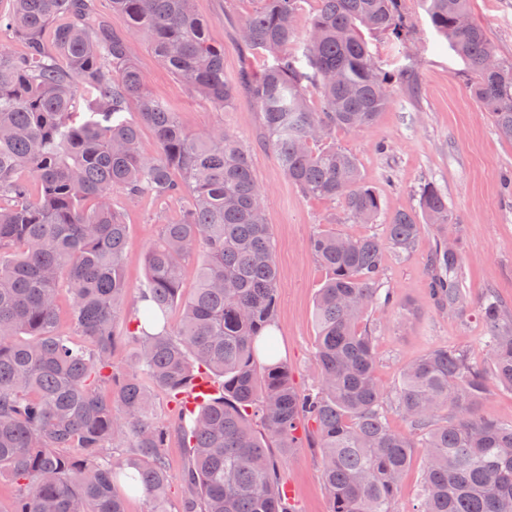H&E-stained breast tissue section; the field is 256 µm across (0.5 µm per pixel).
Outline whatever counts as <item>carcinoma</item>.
<instances>
[{
    "label": "carcinoma",
    "mask_w": 512,
    "mask_h": 512,
    "mask_svg": "<svg viewBox=\"0 0 512 512\" xmlns=\"http://www.w3.org/2000/svg\"><path fill=\"white\" fill-rule=\"evenodd\" d=\"M11 2L0 30L25 46L19 55L0 48V475L14 485L13 512H127L122 482L144 491L151 512H164L170 425L154 417V391L175 402L202 373L220 383L183 428L179 512H282L271 449L300 448L311 436L329 512H394L414 448L424 449L417 512H512V421L479 413L487 373L463 351L443 346L406 365L394 400L409 432L387 423L374 337L360 328L371 307L390 301L376 288L381 240L333 229L311 239L326 273L314 302L319 387L297 389L267 333L278 267L250 151L222 129L187 132L147 92L129 36L107 30L95 0ZM256 2L239 39L275 64L231 82L194 0H111L159 63L215 108L229 107L241 88L248 93L266 144L303 194L340 199L350 218L371 221L381 198L354 156L317 143L337 128H368L391 104L394 78L376 67L362 30L405 47L403 0H318L302 35L293 24L302 0ZM422 2L468 65L475 100L512 142V62L497 58L486 29L470 20L469 0ZM299 51L313 76L297 67ZM80 94L93 97L94 111L75 110ZM131 101L138 123L122 116ZM144 125L157 143L151 156L140 149ZM116 190L130 199L189 194L180 218L147 249L132 311ZM420 205L421 217H391L395 248L411 247L422 218L438 236L451 223L436 186L422 188ZM200 251L206 264L187 296L183 263ZM429 273L433 302L465 315L458 253L438 242ZM62 291L72 299L69 334L59 330ZM174 308L181 319L171 326ZM479 315L489 374L512 391V319L491 293ZM118 336L136 350L121 377L112 362ZM114 448L126 452L116 457Z\"/></svg>",
    "instance_id": "cac0c4a2"
}]
</instances>
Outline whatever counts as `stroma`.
<instances>
[{"instance_id": "stroma-1", "label": "stroma", "mask_w": 512, "mask_h": 512, "mask_svg": "<svg viewBox=\"0 0 512 512\" xmlns=\"http://www.w3.org/2000/svg\"><path fill=\"white\" fill-rule=\"evenodd\" d=\"M195 4L208 24L211 42L224 50L228 79L273 65L272 56L246 51L240 44V23L254 8V0H195ZM404 8L410 24L404 49H394L390 39L380 34L367 35L366 40L383 72L394 77L415 73L417 94L394 86L390 106L373 126L360 132L339 128L328 139L354 155L363 182L380 194L382 209L371 224L351 223L339 201L305 196L289 182L265 142L260 115L247 92H239L227 110H217L165 70L144 38L134 41V61L151 93L178 112L188 132L222 128L252 153L280 273L275 348L302 391L318 385L313 305L325 278L310 250L312 237L328 228L351 236L384 237L393 214L419 211L426 184H435L448 197L453 216L448 243L461 258L468 293L466 315L461 318L438 308L430 298L428 262L436 245L434 227L425 226L409 251L384 247L379 284L391 301L370 308L360 324L375 338L378 384L385 393H393L408 362L442 345L460 348L472 364L490 368L491 355L478 316L486 294L497 295L507 315H512V192L504 188L512 180V143L501 139L472 97L465 63L434 30L421 0H404ZM469 11L472 20L487 29L497 57L512 62V0H470ZM113 202L128 226L124 267L135 290L145 278L148 246L158 239L163 223L179 215L188 201L130 200L117 191ZM155 409L158 419L173 427L164 450L172 475L165 508L178 512L187 450L165 393H156ZM273 458L292 488L297 512H329L318 448L277 452Z\"/></svg>"}]
</instances>
